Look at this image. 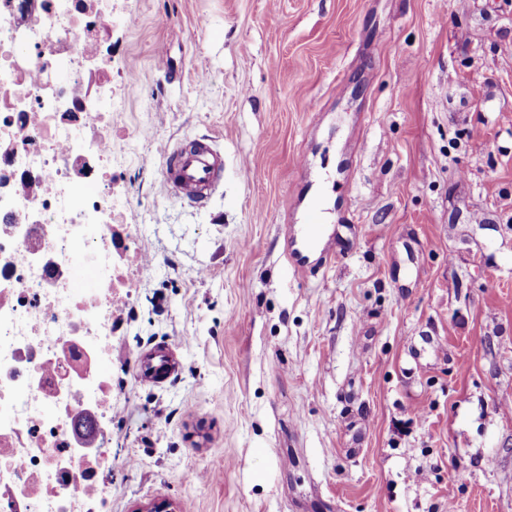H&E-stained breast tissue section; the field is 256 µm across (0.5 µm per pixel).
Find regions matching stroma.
Segmentation results:
<instances>
[{
  "label": "stroma",
  "mask_w": 512,
  "mask_h": 512,
  "mask_svg": "<svg viewBox=\"0 0 512 512\" xmlns=\"http://www.w3.org/2000/svg\"><path fill=\"white\" fill-rule=\"evenodd\" d=\"M110 512H512V0H112ZM167 47L159 55V47ZM214 138L224 186L166 194ZM340 259L301 276L310 199ZM166 347L179 373L141 381ZM161 178L171 198L202 206L224 184V156L211 139L177 144L164 156Z\"/></svg>",
  "instance_id": "1"
}]
</instances>
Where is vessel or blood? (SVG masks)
I'll return each mask as SVG.
<instances>
[{
  "label": "vessel or blood",
  "instance_id": "b4317fda",
  "mask_svg": "<svg viewBox=\"0 0 512 512\" xmlns=\"http://www.w3.org/2000/svg\"><path fill=\"white\" fill-rule=\"evenodd\" d=\"M161 178L171 198L201 206L224 184V157L210 139L178 144L166 152ZM326 231L325 216L314 205L306 207L301 223L283 225L286 260L294 272L307 273L314 261L327 267L338 260V253L319 246ZM139 368L141 380L162 383L177 373L178 361L166 349L157 348L140 357Z\"/></svg>",
  "mask_w": 512,
  "mask_h": 512
}]
</instances>
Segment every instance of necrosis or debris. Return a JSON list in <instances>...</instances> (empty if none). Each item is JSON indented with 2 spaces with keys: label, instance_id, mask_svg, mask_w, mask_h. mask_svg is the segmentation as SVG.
Wrapping results in <instances>:
<instances>
[{
  "label": "necrosis or debris",
  "instance_id": "4bbe7bcc",
  "mask_svg": "<svg viewBox=\"0 0 512 512\" xmlns=\"http://www.w3.org/2000/svg\"><path fill=\"white\" fill-rule=\"evenodd\" d=\"M109 0L0 8V512H94L112 460ZM82 261L100 281L71 279Z\"/></svg>",
  "mask_w": 512,
  "mask_h": 512
}]
</instances>
